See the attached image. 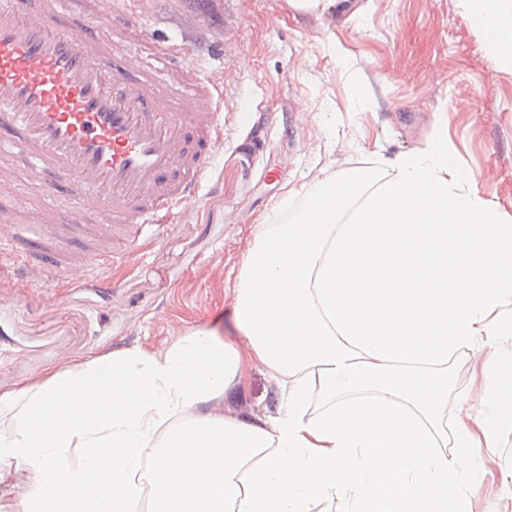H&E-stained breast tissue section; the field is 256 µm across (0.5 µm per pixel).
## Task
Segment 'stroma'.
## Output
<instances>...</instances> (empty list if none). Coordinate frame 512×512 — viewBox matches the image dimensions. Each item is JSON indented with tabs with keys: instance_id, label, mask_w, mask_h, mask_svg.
<instances>
[{
	"instance_id": "1",
	"label": "stroma",
	"mask_w": 512,
	"mask_h": 512,
	"mask_svg": "<svg viewBox=\"0 0 512 512\" xmlns=\"http://www.w3.org/2000/svg\"><path fill=\"white\" fill-rule=\"evenodd\" d=\"M186 23L206 35L184 59L223 93L224 144L200 203L146 227L132 257L102 269L108 290L79 276L32 286L0 266V393L116 349L227 328L242 255L288 190L361 165L376 145L391 158L447 123L481 195L512 215V71L464 0H327L312 14L288 0H122L117 51L152 63L160 40L181 44ZM363 81L373 107L350 111ZM242 111L252 126L235 121ZM487 354L479 345L449 358V416L464 396L471 415L487 411L475 386ZM497 442L472 451V512H512V422Z\"/></svg>"
}]
</instances>
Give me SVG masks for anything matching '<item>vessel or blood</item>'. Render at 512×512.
<instances>
[{"label": "vessel or blood", "mask_w": 512, "mask_h": 512, "mask_svg": "<svg viewBox=\"0 0 512 512\" xmlns=\"http://www.w3.org/2000/svg\"><path fill=\"white\" fill-rule=\"evenodd\" d=\"M24 14L0 0V183L22 154L52 206L34 223L0 209V262L34 285L130 256L144 225L198 202L223 143L217 87L189 62L156 72L118 56L94 0V26L61 22L68 0Z\"/></svg>", "instance_id": "b4317fda"}]
</instances>
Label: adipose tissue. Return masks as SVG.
Returning a JSON list of instances; mask_svg holds the SVG:
<instances>
[{
  "label": "adipose tissue",
  "mask_w": 512,
  "mask_h": 512,
  "mask_svg": "<svg viewBox=\"0 0 512 512\" xmlns=\"http://www.w3.org/2000/svg\"><path fill=\"white\" fill-rule=\"evenodd\" d=\"M467 18L512 68V0ZM232 331L118 349L0 393V512H470L468 449L494 412L448 418V359L512 336V217L440 130L316 178L243 255ZM264 372L273 403L221 406ZM323 408L309 411L312 395ZM460 452L449 455V443Z\"/></svg>",
  "instance_id": "obj_1"
}]
</instances>
